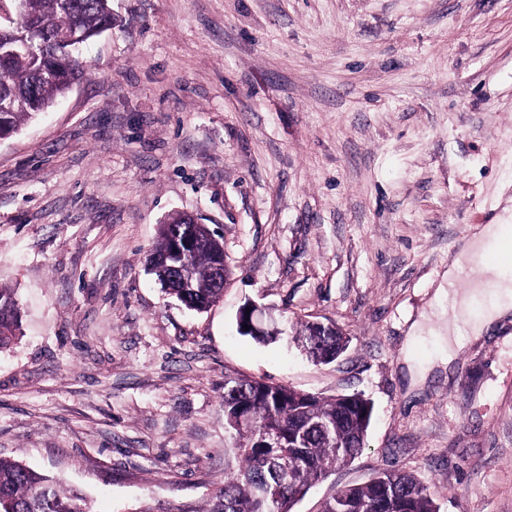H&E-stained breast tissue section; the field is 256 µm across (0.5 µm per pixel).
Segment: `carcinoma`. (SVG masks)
Instances as JSON below:
<instances>
[{
    "mask_svg": "<svg viewBox=\"0 0 512 512\" xmlns=\"http://www.w3.org/2000/svg\"><path fill=\"white\" fill-rule=\"evenodd\" d=\"M22 24L34 26L36 41L54 52L40 54L0 37V100L11 98L25 108L0 112V136L50 108L85 76L80 54L49 39L78 29L91 41L112 30V0H24ZM221 236L206 224H163L148 255L147 270L162 289L187 308L204 311L224 293L216 281L224 260ZM21 311L14 293L0 288V349L20 334ZM300 350L317 364L348 338L336 326L309 322L292 325ZM249 415V422L235 420ZM373 415L371 402L358 393L325 397L264 380L232 378L224 383V417L234 440L237 465L211 491L205 507L180 512H292L295 501L361 451ZM279 438L274 444L267 436ZM288 456L290 475L276 473ZM0 512H91L76 493L25 464L0 457ZM322 512H440L429 488L415 475L384 471L370 481L347 485L326 499Z\"/></svg>",
    "mask_w": 512,
    "mask_h": 512,
    "instance_id": "obj_1",
    "label": "carcinoma"
}]
</instances>
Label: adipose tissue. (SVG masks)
Returning <instances> with one entry per match:
<instances>
[{
    "mask_svg": "<svg viewBox=\"0 0 512 512\" xmlns=\"http://www.w3.org/2000/svg\"><path fill=\"white\" fill-rule=\"evenodd\" d=\"M510 233H512L511 224L494 223L478 227L449 266L446 287L438 291L439 296L448 297L452 302L456 310V318L463 321L469 335H480L490 323L512 314V276L503 273L484 259L486 245ZM466 274L474 277L473 289L465 294L457 293L456 284ZM488 282L493 283L495 287L496 299L489 304L481 316H471L473 292L482 289Z\"/></svg>",
    "mask_w": 512,
    "mask_h": 512,
    "instance_id": "1",
    "label": "adipose tissue"
}]
</instances>
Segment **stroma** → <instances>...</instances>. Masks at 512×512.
<instances>
[{
	"instance_id": "stroma-1",
	"label": "stroma",
	"mask_w": 512,
	"mask_h": 512,
	"mask_svg": "<svg viewBox=\"0 0 512 512\" xmlns=\"http://www.w3.org/2000/svg\"><path fill=\"white\" fill-rule=\"evenodd\" d=\"M87 72L0 141V457L94 512H180L223 480L226 375L374 407L294 512L413 473L440 512H512V321L462 337L436 291L512 224V0H112ZM196 215L232 271L207 311L145 270ZM349 336L317 365L240 335L246 301ZM21 311L14 293L0 288V349L7 347L20 334Z\"/></svg>"
}]
</instances>
